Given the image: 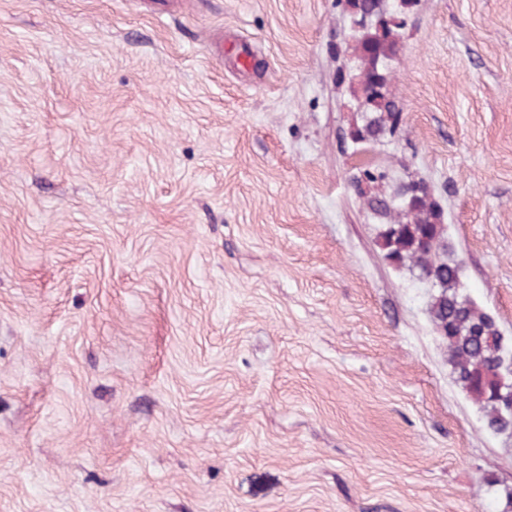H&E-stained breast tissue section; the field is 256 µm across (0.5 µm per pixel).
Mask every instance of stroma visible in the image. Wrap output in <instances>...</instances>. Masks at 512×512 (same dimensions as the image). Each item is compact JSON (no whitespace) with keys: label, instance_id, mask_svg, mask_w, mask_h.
Here are the masks:
<instances>
[{"label":"stroma","instance_id":"obj_1","mask_svg":"<svg viewBox=\"0 0 512 512\" xmlns=\"http://www.w3.org/2000/svg\"><path fill=\"white\" fill-rule=\"evenodd\" d=\"M346 0H0V512H512L355 167L512 337V0H417L355 155Z\"/></svg>","mask_w":512,"mask_h":512}]
</instances>
